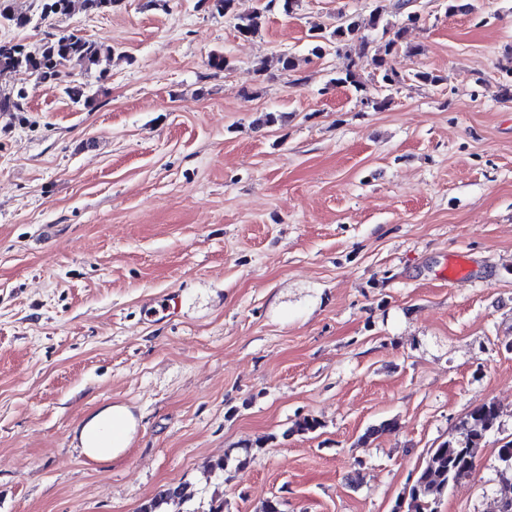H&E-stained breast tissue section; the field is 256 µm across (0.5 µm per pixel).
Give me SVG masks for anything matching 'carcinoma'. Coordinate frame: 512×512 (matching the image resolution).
<instances>
[{"label": "carcinoma", "instance_id": "1", "mask_svg": "<svg viewBox=\"0 0 512 512\" xmlns=\"http://www.w3.org/2000/svg\"><path fill=\"white\" fill-rule=\"evenodd\" d=\"M40 19L62 18L70 13L74 0H54L61 8L50 7L47 0H40ZM297 0H267L256 12L236 17L235 29L239 36L252 38L262 27L265 13L273 8L285 14L293 12ZM410 0H374L369 12L367 25L381 32L382 44L374 49L371 41L360 42L358 59L344 76L336 78V84H347L355 91H363V84L357 79L358 68L368 65L372 68V80L381 88H391L400 82V76L390 65V57L404 48L409 53L420 52L417 45L403 44L404 34L419 24L421 17L409 10ZM399 15L402 22L394 26L388 20L390 15ZM0 20L16 28L32 24L33 18L26 11L16 8L14 0H0ZM359 31L357 21L348 17L334 28H323L310 35L311 53L318 56L322 50L354 38ZM114 48L65 30L56 29L45 34L39 43L28 47L17 46L13 51L0 50V77L25 70L35 74L44 83L62 81L65 70L88 73L92 70L104 74L102 63L110 60ZM498 410L495 404L485 403L473 409L460 422L459 436L442 442L427 452L425 465L414 482L406 489L409 499L408 512H434L432 505L448 490V487L469 477L475 468L479 449L488 435L495 429ZM195 492L187 485L170 486L160 490L139 512H167L164 506L171 503H185L194 498Z\"/></svg>", "mask_w": 512, "mask_h": 512}]
</instances>
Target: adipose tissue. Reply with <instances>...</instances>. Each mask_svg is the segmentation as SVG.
I'll return each mask as SVG.
<instances>
[{
	"instance_id": "1",
	"label": "adipose tissue",
	"mask_w": 512,
	"mask_h": 512,
	"mask_svg": "<svg viewBox=\"0 0 512 512\" xmlns=\"http://www.w3.org/2000/svg\"><path fill=\"white\" fill-rule=\"evenodd\" d=\"M137 428L138 420L130 407L112 403L85 416L76 425L74 438L84 458L94 463H104L126 452Z\"/></svg>"
}]
</instances>
